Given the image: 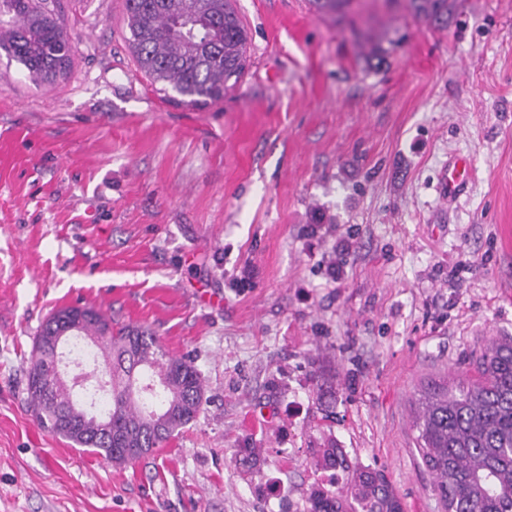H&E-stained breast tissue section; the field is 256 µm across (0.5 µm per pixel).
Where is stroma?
Segmentation results:
<instances>
[{
    "label": "stroma",
    "instance_id": "stroma-1",
    "mask_svg": "<svg viewBox=\"0 0 512 512\" xmlns=\"http://www.w3.org/2000/svg\"><path fill=\"white\" fill-rule=\"evenodd\" d=\"M72 45L0 51V512H305L335 441L404 512H439L414 392L512 336V0L321 16L233 0L247 68L216 104L138 70L124 0H46ZM464 195L441 200L450 157ZM63 305L152 330L202 408L126 466L39 427L32 342ZM257 448L238 466L240 449Z\"/></svg>",
    "mask_w": 512,
    "mask_h": 512
}]
</instances>
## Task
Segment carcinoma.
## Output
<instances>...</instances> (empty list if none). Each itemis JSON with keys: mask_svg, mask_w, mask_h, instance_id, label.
Listing matches in <instances>:
<instances>
[{"mask_svg": "<svg viewBox=\"0 0 512 512\" xmlns=\"http://www.w3.org/2000/svg\"><path fill=\"white\" fill-rule=\"evenodd\" d=\"M352 0H312L323 14L345 13ZM416 13L440 19L448 0H411ZM129 44L140 72L188 103L218 102L242 78L247 34L232 0H125ZM0 49L42 81L53 84L70 65L72 46L38 0H0ZM43 322L32 348L27 394L38 425L117 466L136 461L125 448L150 454L195 420L205 394L193 359L166 351L151 331L112 328L92 310L85 332L96 337V355L111 383L108 420L84 417L73 392L52 380L39 385L35 370L52 363ZM473 383L443 377L417 392L413 428L420 460L432 476L441 512H512V336L494 338L475 361ZM316 464L348 473L347 486L306 496L307 512H403L386 475L352 465L331 441L318 450Z\"/></svg>", "mask_w": 512, "mask_h": 512, "instance_id": "cac0c4a2", "label": "carcinoma"}]
</instances>
